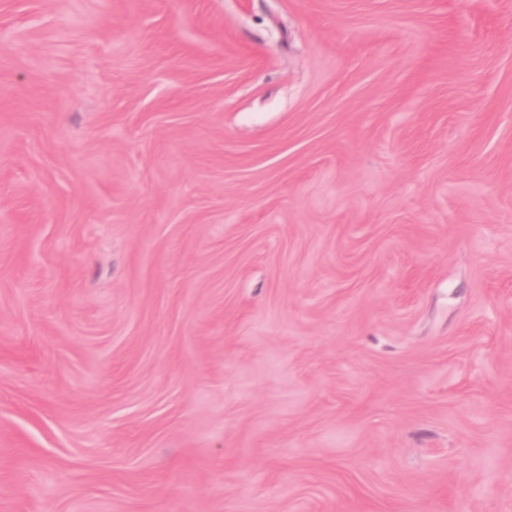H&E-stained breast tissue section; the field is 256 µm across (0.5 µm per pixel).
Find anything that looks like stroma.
Wrapping results in <instances>:
<instances>
[{
	"label": "stroma",
	"mask_w": 512,
	"mask_h": 512,
	"mask_svg": "<svg viewBox=\"0 0 512 512\" xmlns=\"http://www.w3.org/2000/svg\"><path fill=\"white\" fill-rule=\"evenodd\" d=\"M0 512H512V0H0Z\"/></svg>",
	"instance_id": "1"
}]
</instances>
